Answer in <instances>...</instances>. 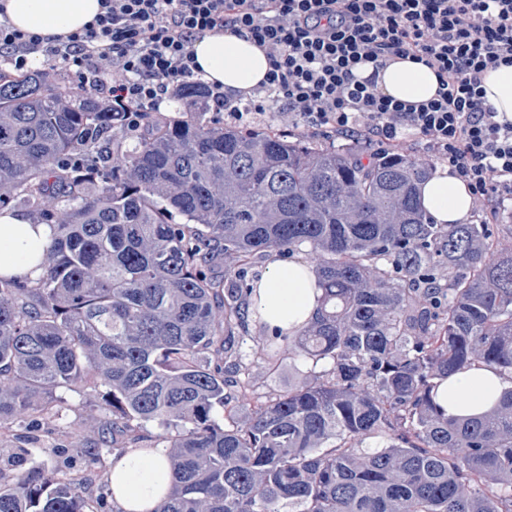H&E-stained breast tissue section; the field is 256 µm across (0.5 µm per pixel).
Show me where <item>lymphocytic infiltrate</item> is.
Wrapping results in <instances>:
<instances>
[{"instance_id":"obj_1","label":"lymphocytic infiltrate","mask_w":512,"mask_h":512,"mask_svg":"<svg viewBox=\"0 0 512 512\" xmlns=\"http://www.w3.org/2000/svg\"><path fill=\"white\" fill-rule=\"evenodd\" d=\"M83 30L53 43L0 21V63L25 72L43 52L82 85L105 84L126 133L145 113L197 82L194 42L206 32H247L271 68L250 95L208 88L213 112L252 122L271 105L302 131L363 132L387 145L426 139L477 202L512 194V121L483 98L485 72L512 59V0H102ZM413 58L438 77L435 98L404 103L361 63Z\"/></svg>"}]
</instances>
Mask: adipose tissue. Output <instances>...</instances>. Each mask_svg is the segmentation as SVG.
I'll use <instances>...</instances> for the list:
<instances>
[{
    "instance_id": "1",
    "label": "adipose tissue",
    "mask_w": 512,
    "mask_h": 512,
    "mask_svg": "<svg viewBox=\"0 0 512 512\" xmlns=\"http://www.w3.org/2000/svg\"><path fill=\"white\" fill-rule=\"evenodd\" d=\"M100 10V0H5V18L12 26L43 38L83 29ZM200 77L223 87L228 94H247L265 78L270 62L248 35L211 32L194 44ZM356 79L376 77L379 90L396 100L418 103L435 97L438 79L420 61L396 59L383 69L362 63ZM484 97L496 111L512 120V63L488 70ZM421 202L439 224L465 223L472 207L467 185L442 167L420 187ZM49 229L18 211L0 210V276L37 278ZM261 299L257 320L268 328L294 334L312 319L320 290L314 270L292 259L271 257L257 282ZM512 379L484 365L454 373L441 381L436 402L447 416L466 418L490 411ZM113 500L120 512H154L171 485L164 449L134 451L113 461L110 474Z\"/></svg>"
}]
</instances>
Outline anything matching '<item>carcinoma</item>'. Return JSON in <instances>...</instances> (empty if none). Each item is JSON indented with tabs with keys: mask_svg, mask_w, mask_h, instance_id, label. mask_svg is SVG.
<instances>
[{
	"mask_svg": "<svg viewBox=\"0 0 512 512\" xmlns=\"http://www.w3.org/2000/svg\"><path fill=\"white\" fill-rule=\"evenodd\" d=\"M146 123L110 154L106 104L0 71V205L50 229L37 281L0 277V433L90 383L110 414L84 459L151 451L140 422L166 432L171 488L153 512H512V389L478 417L434 400L476 365L512 376L497 225L435 223L418 193L431 168L403 152L203 112ZM302 248L322 297L288 348L300 381L256 400L242 348L275 372L287 336L249 335L248 274ZM24 462L0 455V512H88L82 483Z\"/></svg>",
	"mask_w": 512,
	"mask_h": 512,
	"instance_id": "carcinoma-1",
	"label": "carcinoma"
}]
</instances>
